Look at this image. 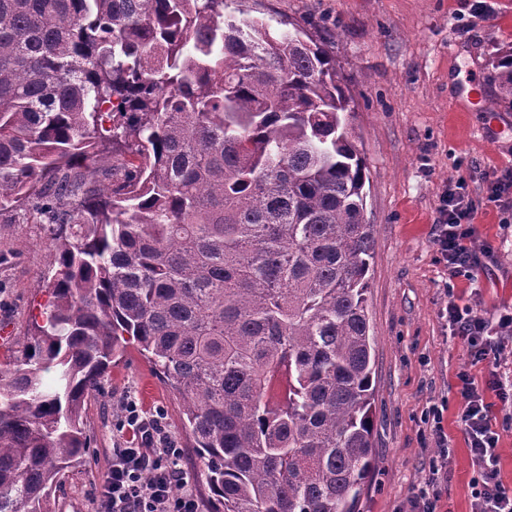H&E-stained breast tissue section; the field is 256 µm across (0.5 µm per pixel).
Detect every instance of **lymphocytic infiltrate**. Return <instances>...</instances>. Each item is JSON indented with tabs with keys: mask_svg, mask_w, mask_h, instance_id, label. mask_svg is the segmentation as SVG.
Masks as SVG:
<instances>
[{
	"mask_svg": "<svg viewBox=\"0 0 512 512\" xmlns=\"http://www.w3.org/2000/svg\"><path fill=\"white\" fill-rule=\"evenodd\" d=\"M477 204L463 186L444 192L438 206L434 241L448 265L449 278L469 276L477 263L471 242ZM448 324L465 344L472 364L498 354V330L512 329V313L492 323L471 307L449 303ZM457 379L463 400L460 415L473 464L471 512H512V492L504 486L499 467V436L492 428L490 403L466 371ZM122 425L132 437L128 446L112 451V465L97 500L96 512H198L190 493H178L185 473L179 465L183 454L168 438L156 416L146 415L135 401H126Z\"/></svg>",
	"mask_w": 512,
	"mask_h": 512,
	"instance_id": "1",
	"label": "lymphocytic infiltrate"
}]
</instances>
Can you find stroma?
Wrapping results in <instances>:
<instances>
[{
	"label": "stroma",
	"instance_id": "1",
	"mask_svg": "<svg viewBox=\"0 0 512 512\" xmlns=\"http://www.w3.org/2000/svg\"><path fill=\"white\" fill-rule=\"evenodd\" d=\"M472 15L467 0H225V17L264 19L297 29L336 57L351 110L352 140L365 159V216L373 226L375 261L367 293L375 338L372 446L375 471L360 512H408L429 467L448 448L437 512H470L473 466L456 375L478 382L490 371L512 378V332H503L496 363L472 365L454 337L448 302L472 307L489 322L512 311V222L485 206L488 170L512 165V105L494 101L488 62L512 43V0H488ZM464 183L479 202L474 279L449 278L434 243L439 198ZM42 224L0 216V326L11 331L0 357L18 348L30 315L46 298L43 278L53 257ZM135 400L160 416L183 450L185 491L200 512L213 492L183 425L179 395L134 346H127L94 392L84 416L92 438L86 467L70 474L51 500L52 512H95L96 499L126 435L121 407Z\"/></svg>",
	"mask_w": 512,
	"mask_h": 512
}]
</instances>
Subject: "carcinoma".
I'll return each mask as SVG.
<instances>
[{
    "mask_svg": "<svg viewBox=\"0 0 512 512\" xmlns=\"http://www.w3.org/2000/svg\"><path fill=\"white\" fill-rule=\"evenodd\" d=\"M491 66L512 95V45ZM349 111L325 48L224 0H0V215L54 257L0 369V512H52L129 345L181 396L218 512H358L374 239Z\"/></svg>",
    "mask_w": 512,
    "mask_h": 512,
    "instance_id": "carcinoma-1",
    "label": "carcinoma"
}]
</instances>
